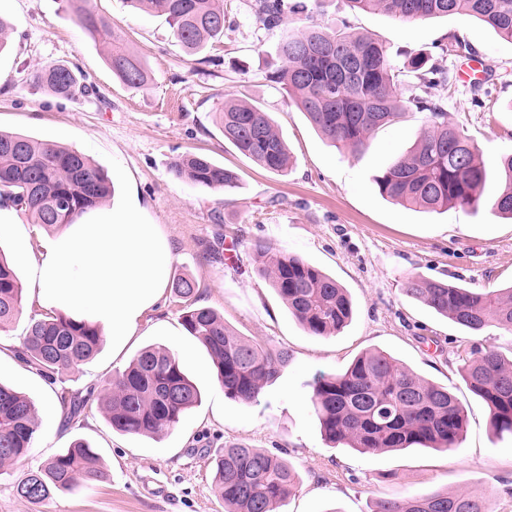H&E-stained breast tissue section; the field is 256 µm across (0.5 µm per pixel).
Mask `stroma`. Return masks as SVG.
I'll list each match as a JSON object with an SVG mask.
<instances>
[{"label":"stroma","mask_w":512,"mask_h":512,"mask_svg":"<svg viewBox=\"0 0 512 512\" xmlns=\"http://www.w3.org/2000/svg\"><path fill=\"white\" fill-rule=\"evenodd\" d=\"M224 2L229 24L223 36L190 56L165 16L132 10L124 0H94L152 72L150 87L135 89L113 76L104 45L75 23L64 0H0V17L14 25L0 51V130L88 156L112 181L111 204L137 206L143 219L161 226L174 247L172 275L197 281L201 305L222 313L245 339L291 355L258 403L225 397L206 349L181 324L184 301L168 291L143 315L135 336L119 344L104 337L92 360L49 383L15 352L29 319L41 312L28 253L55 232L18 207L0 208V221L16 227L0 251L23 286L17 319L0 329V383L32 398L39 415L30 454L0 474V512H224L208 452L231 444L269 450L297 468L300 483L279 512H372L377 501L435 490L468 491L489 498L493 512H512V435L493 434L486 404L461 373L477 348L511 357L512 333L466 331L403 292L405 280L417 274L477 291L512 286V220L488 204L499 178L489 176L486 202L475 208H405L382 197L375 178L412 146L427 124L425 113L408 111L353 153L327 142L268 79L280 65L283 32L310 20L324 26L348 20L402 55L461 37L480 61L483 79L467 86L455 79L432 94L490 163L512 151V43L473 18L402 24L376 11H350L345 0H305L310 15L264 29L255 22L254 0ZM57 61L93 85L95 96L59 100L31 82L32 72ZM240 98L271 113L291 152L287 173L260 167L225 141L216 111ZM188 152L233 168L238 188L221 196L175 179L170 167ZM217 214L222 223H214ZM258 240L336 278L354 303L352 321L332 336L309 335L261 277L253 250ZM213 249L220 259L210 258ZM148 345L174 355L200 390V404L177 427L153 438L123 435L97 404L66 421L62 393L100 385ZM375 349L456 396L466 417L458 448L371 455L324 440L310 402L315 375L343 371ZM80 438L99 453L107 481L34 510L17 495L16 482Z\"/></svg>","instance_id":"1"}]
</instances>
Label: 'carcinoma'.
<instances>
[{
  "label": "carcinoma",
  "instance_id": "carcinoma-1",
  "mask_svg": "<svg viewBox=\"0 0 512 512\" xmlns=\"http://www.w3.org/2000/svg\"><path fill=\"white\" fill-rule=\"evenodd\" d=\"M76 23L108 48L107 62L123 84L149 86L151 72L112 22L98 15L89 0H66ZM128 6L161 14L188 54L224 34V0H125ZM352 11H380L400 22L427 17H476L512 43V0H346ZM302 0H256V24L271 29L290 15L303 13ZM438 55L416 53L400 62L385 43L341 20L324 27L314 21L286 32L278 45L280 67L270 81L304 112L310 123L335 145L363 149L379 128L410 108L427 114V126L413 147L377 176L380 194L411 207L470 206L482 201L488 168L478 146L455 124L431 89L449 83L437 58L470 50L456 36L438 46ZM31 81L52 95L72 99L89 92L66 64L34 71ZM412 87L404 98L400 86ZM224 140L260 166L285 173L288 147L270 113L245 100L226 102L218 112ZM502 182L489 201L499 215L512 219V153L495 161ZM179 180L226 193L238 187V175L202 154L179 156L171 167ZM111 193L104 174L77 150L54 142L0 131V204L13 205L32 222L61 227ZM253 250L261 275L285 303L293 318L312 336L336 333L352 318L345 288L300 256L265 241ZM186 301L184 329L208 351L224 395L243 404L258 402L263 389L288 366L286 348L252 343L224 322V316L199 306L198 284L186 276L171 283ZM406 296L418 299L461 328L479 332L495 326L512 331V287L478 292L420 275L404 283ZM22 288L14 269L0 255V328L20 313ZM100 330L86 321L45 314L30 320L18 357L54 382L59 374L92 360ZM462 377L490 412L493 432L512 434V359L495 348L472 351ZM95 389L61 396L70 420L93 404ZM99 400L117 432L160 436L176 427L183 414L201 400L199 389L166 350L147 346L123 370L104 381ZM310 401L326 441L363 453L378 454L415 446L455 448L463 438L465 412L447 387L430 383L397 364L382 350L357 357L344 371L321 373L312 383ZM39 428L31 399L0 384V469L28 456ZM213 485L226 512H274L299 482L296 468L262 448L234 445L212 455ZM108 478L100 455L84 440L29 470L17 485L19 496L46 504L61 493L91 489ZM373 512H492L490 500L459 491H432L381 500Z\"/></svg>",
  "mask_w": 512,
  "mask_h": 512
}]
</instances>
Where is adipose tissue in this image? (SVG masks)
<instances>
[{"instance_id": "obj_1", "label": "adipose tissue", "mask_w": 512, "mask_h": 512, "mask_svg": "<svg viewBox=\"0 0 512 512\" xmlns=\"http://www.w3.org/2000/svg\"><path fill=\"white\" fill-rule=\"evenodd\" d=\"M172 261L160 225L114 208L78 218L44 243L33 257L32 287L44 310L100 323L119 343L160 300Z\"/></svg>"}]
</instances>
